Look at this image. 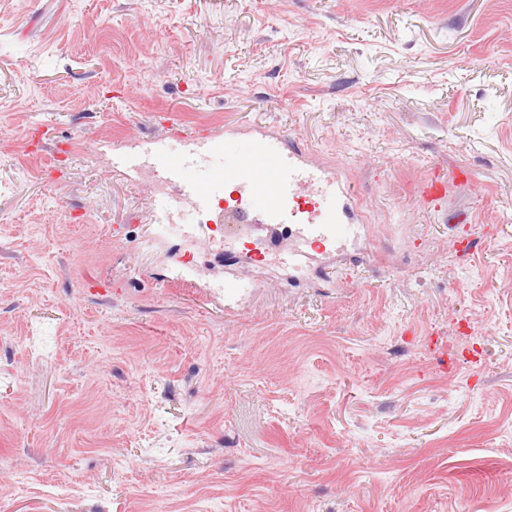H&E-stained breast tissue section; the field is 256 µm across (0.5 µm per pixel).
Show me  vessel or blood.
<instances>
[{"label":"vessel or blood","instance_id":"b4317fda","mask_svg":"<svg viewBox=\"0 0 512 512\" xmlns=\"http://www.w3.org/2000/svg\"><path fill=\"white\" fill-rule=\"evenodd\" d=\"M243 152L231 164H223L226 141L201 128L191 137L169 136L154 140L141 154H127L121 165L127 169H149L162 175L176 190L175 196L157 197L154 220L169 224L179 206L209 210L225 188L235 193L225 206L228 224H252L276 230L294 229L305 245H320L356 233L346 223L343 192L330 188L321 168L289 149L282 136L265 127H254ZM311 192L308 205H301L300 189Z\"/></svg>","mask_w":512,"mask_h":512}]
</instances>
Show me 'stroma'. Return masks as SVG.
Wrapping results in <instances>:
<instances>
[{"label": "stroma", "instance_id": "1", "mask_svg": "<svg viewBox=\"0 0 512 512\" xmlns=\"http://www.w3.org/2000/svg\"><path fill=\"white\" fill-rule=\"evenodd\" d=\"M252 123L368 232L173 286L117 140ZM0 512H512V0H0Z\"/></svg>", "mask_w": 512, "mask_h": 512}]
</instances>
